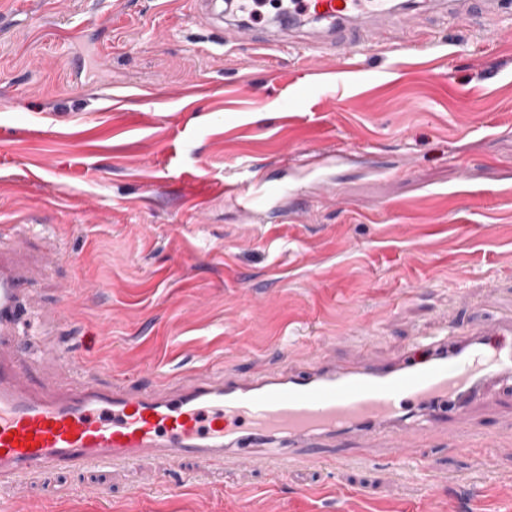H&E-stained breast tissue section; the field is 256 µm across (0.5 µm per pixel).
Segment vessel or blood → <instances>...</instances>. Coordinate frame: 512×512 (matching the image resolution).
Instances as JSON below:
<instances>
[{
	"label": "vessel or blood",
	"instance_id": "1",
	"mask_svg": "<svg viewBox=\"0 0 512 512\" xmlns=\"http://www.w3.org/2000/svg\"><path fill=\"white\" fill-rule=\"evenodd\" d=\"M479 4L497 36L512 18V0H279L281 16L266 22L258 0H235L238 23H225L227 44L258 52L298 46L335 61L336 74L381 48L418 52L411 21L421 12L456 21ZM227 184L234 203L254 219L265 216L277 187L253 164ZM22 243L0 234V501L22 499L31 480L48 471L135 468L162 484L170 465L201 482L217 465L256 466L276 479L300 464L322 467L325 449L356 441H388L398 467L411 448L442 427L458 448L491 446L463 423L474 403L512 386V316L464 330L440 327L415 338L403 356L332 358L318 337L294 370L263 369L242 376L205 364L190 373L148 378L144 384H102L99 373L47 347L42 361L58 366L53 383H35L23 350L35 319L27 287L47 271L58 249L24 264Z\"/></svg>",
	"mask_w": 512,
	"mask_h": 512
}]
</instances>
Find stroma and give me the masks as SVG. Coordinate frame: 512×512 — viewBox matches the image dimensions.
Masks as SVG:
<instances>
[{"label": "stroma", "mask_w": 512, "mask_h": 512, "mask_svg": "<svg viewBox=\"0 0 512 512\" xmlns=\"http://www.w3.org/2000/svg\"><path fill=\"white\" fill-rule=\"evenodd\" d=\"M0 227L64 252L34 285L43 323L108 381L206 360L293 368L282 344L330 337L402 354L444 322L512 315V31L431 24L412 57L359 58L341 92L297 48L260 56L195 19L192 0H0ZM103 76L71 71V36ZM292 111H282V98ZM280 191L282 222L225 197L240 162ZM473 455L445 431L430 468H229L201 491L141 471L49 472L13 512H512V404L476 405Z\"/></svg>", "instance_id": "35a3bbf8"}]
</instances>
